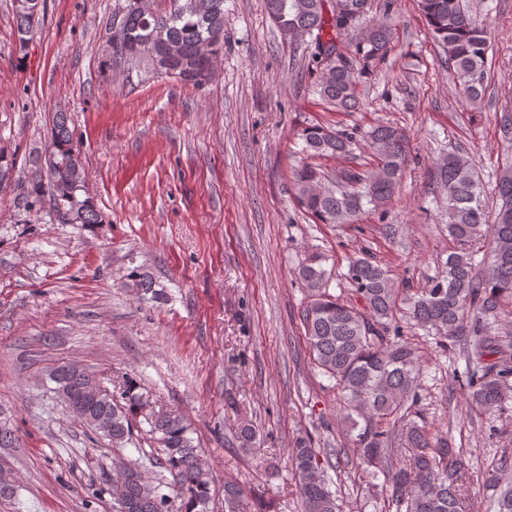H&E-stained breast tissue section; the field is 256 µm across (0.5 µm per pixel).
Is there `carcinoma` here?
<instances>
[{"mask_svg":"<svg viewBox=\"0 0 512 512\" xmlns=\"http://www.w3.org/2000/svg\"><path fill=\"white\" fill-rule=\"evenodd\" d=\"M328 0H265L269 18L303 35H315L312 62L319 69L313 92L343 111L359 106L357 84L370 64L386 57L393 38L387 22L396 0H383L386 21L372 25L350 52L338 50L337 39L359 27L372 0H335L341 8L326 11ZM448 68L472 104L488 87L490 25L478 18L464 0H417ZM18 34L16 50L26 57L28 36L36 16L28 0H14ZM164 41L178 43L182 57L172 64L177 74L194 68L197 85L204 69L206 47L219 53L224 46V0H164V7L146 14L127 10L112 27L109 58L116 69L152 66V56ZM357 132L316 123L300 131L308 161L297 170L294 198L320 224H348L364 208L376 211L397 192L408 161L404 133L378 124L364 134L375 157L372 168H344L327 174L316 158L345 156ZM433 184L445 192L443 221L454 248L443 261L442 275L416 290L400 287L390 271L368 254L350 259L347 279L357 301L330 293L326 258L311 252L301 260L297 276L307 290L301 323L316 367L342 394V421L354 433L351 448H313L300 439L290 466L298 480L302 512H343L338 493L331 490L323 462L336 458V470L353 466L373 476L382 474V493L396 512H464L470 464L452 448L446 432L433 428L420 409L423 367L403 322L432 329L457 347L466 361V410L481 420L507 411L512 400V334L495 328L503 301L512 299V162L503 166L495 185L498 204L484 200L485 189L469 158L449 153L433 162ZM86 175L73 141L66 113L58 112L51 129L50 149L37 160L23 186L18 205L26 211L44 197L55 203L67 224H103L105 219L85 191ZM487 249L483 266L474 256ZM155 282L140 268L128 275L127 287L152 294ZM64 406L83 398L73 412L95 434L123 447L133 440L132 422L147 406L135 379L126 381L121 400L85 369L64 365L52 374ZM149 435L163 452L158 465L173 477L184 512H209L212 479L200 461L190 428L173 412L152 411ZM239 447L255 450L256 433L244 422ZM112 482L116 512H167V486L162 475L119 461ZM483 483L496 491V512H512V451H503L497 467ZM224 512H248L241 488L224 482Z\"/></svg>","mask_w":512,"mask_h":512,"instance_id":"1","label":"carcinoma"}]
</instances>
